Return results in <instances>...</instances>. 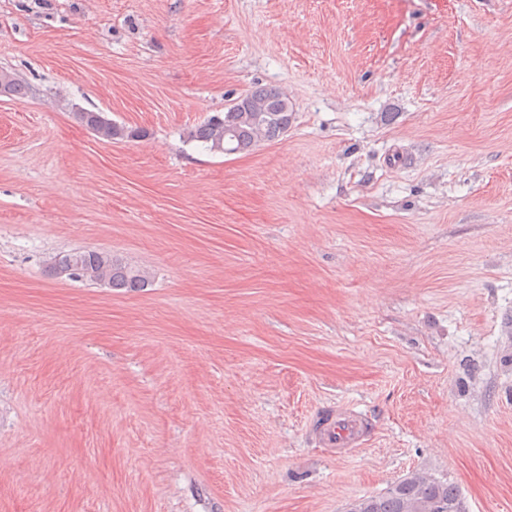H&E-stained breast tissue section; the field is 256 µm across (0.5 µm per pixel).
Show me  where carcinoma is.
Wrapping results in <instances>:
<instances>
[{
	"label": "carcinoma",
	"mask_w": 512,
	"mask_h": 512,
	"mask_svg": "<svg viewBox=\"0 0 512 512\" xmlns=\"http://www.w3.org/2000/svg\"><path fill=\"white\" fill-rule=\"evenodd\" d=\"M0 92L22 100L29 87L11 73L0 71ZM261 108L259 112H216L198 126L187 130L183 138L197 142L213 153L247 154L260 142L273 141L284 135L294 120V108L283 92L259 87L246 94ZM73 119L92 131L100 140L114 143L143 139L148 132L118 123L101 111L78 110ZM76 269L61 276L53 266L50 274L74 282H90L88 273L105 270L107 287L127 291H143L153 282L152 273L107 251L89 250L73 260ZM350 512H465L458 486L423 472H413L390 485L376 496H368L349 504Z\"/></svg>",
	"instance_id": "carcinoma-1"
}]
</instances>
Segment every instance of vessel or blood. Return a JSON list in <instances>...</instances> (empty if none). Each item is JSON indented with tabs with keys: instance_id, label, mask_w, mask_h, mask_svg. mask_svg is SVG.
I'll use <instances>...</instances> for the list:
<instances>
[{
	"instance_id": "b4317fda",
	"label": "vessel or blood",
	"mask_w": 512,
	"mask_h": 512,
	"mask_svg": "<svg viewBox=\"0 0 512 512\" xmlns=\"http://www.w3.org/2000/svg\"><path fill=\"white\" fill-rule=\"evenodd\" d=\"M370 422L354 408L336 405L324 408L309 427V437L317 447L342 455L363 444Z\"/></svg>"
}]
</instances>
